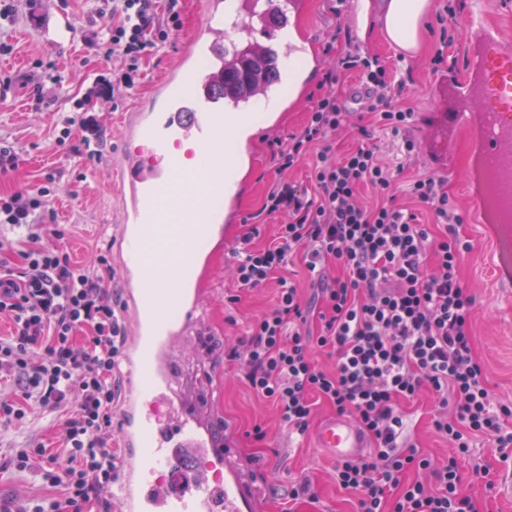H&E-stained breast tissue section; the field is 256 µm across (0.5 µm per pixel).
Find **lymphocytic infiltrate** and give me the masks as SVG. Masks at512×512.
Masks as SVG:
<instances>
[{
	"label": "lymphocytic infiltrate",
	"mask_w": 512,
	"mask_h": 512,
	"mask_svg": "<svg viewBox=\"0 0 512 512\" xmlns=\"http://www.w3.org/2000/svg\"><path fill=\"white\" fill-rule=\"evenodd\" d=\"M101 19L99 43L125 61L106 79L94 73L81 99L56 120L58 142L74 131L82 138L73 155H100L102 129L85 105L109 90L131 89L145 56L171 44L181 27V0H92ZM357 72L364 108L378 127L399 137L404 159L416 150L408 131L409 108H392L394 85L377 56L350 48L330 74L303 128L273 138L277 173L312 157L309 188L288 182L269 190L267 215L282 216L276 237L253 241L262 225L249 224L233 253L230 273L240 289L278 285L275 301L251 320L246 337L225 346L224 358L240 362L249 388L273 402L289 430L307 434L314 399L351 415L372 441L371 456L336 464V482L357 496L358 512H480L467 490L460 460L473 438L493 441L501 461L512 458V408L493 405L487 369L475 356L473 295L460 264L471 249L459 231L463 216L450 204L443 177L404 179L405 166L385 164L372 133L359 126L360 144L336 154L331 140L346 130L349 114L333 86L339 73ZM374 203H364L362 188ZM427 207L433 224L420 223L396 201V189ZM49 185L0 196V430L27 428L35 409L60 418L58 446L48 450L27 439L0 454V474L27 473L35 495L0 502V512H112L117 477L112 446L116 376L126 343L123 308L96 264L79 265L43 240L63 238L46 223ZM310 272L311 296L302 299L286 276L294 253ZM335 360L319 368L313 351ZM434 391L441 408L436 433L453 453L431 458L404 437L403 403L421 387ZM420 477L408 481V472Z\"/></svg>",
	"instance_id": "1"
}]
</instances>
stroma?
Returning a JSON list of instances; mask_svg holds the SVG:
<instances>
[{
  "label": "stroma",
  "mask_w": 512,
  "mask_h": 512,
  "mask_svg": "<svg viewBox=\"0 0 512 512\" xmlns=\"http://www.w3.org/2000/svg\"><path fill=\"white\" fill-rule=\"evenodd\" d=\"M302 12L294 22L301 38L310 47V74L299 89H284L280 96L282 115L277 124L259 129L249 139L248 170L241 192L233 202L236 218L226 238L211 239L208 285L203 296L200 320L192 334L178 349L179 369L193 400L210 420L218 442L237 461L245 488L259 501L260 512H356L354 495L337 486L334 480L336 460L317 448L313 437L289 435L280 410L258 397L245 383L239 365L224 360L225 343H238L245 324L274 302V286L241 293L240 303L225 310L224 296L236 290L228 270L231 252L245 233L243 217L259 211L277 178L292 184L307 185L309 163H302L284 175H277L270 161L269 143L277 136L298 131L306 122L310 108L320 93L326 72L347 44H355L376 54L395 78L407 87L399 101L415 113L411 135L418 142L407 175L432 173L436 167L429 158L427 134L429 114L435 107L433 83L438 76L432 59L443 50L448 63L463 65L466 41L460 12L463 0H433V9L425 21L424 44L416 55L402 54L386 38L377 18L360 27V0H304ZM67 15L72 23L70 37L51 38L56 16ZM87 0H18L11 25L0 28V37L9 40L12 54L0 57V138L21 148L25 162L16 172L0 175V195L20 186H39L54 176L56 192L49 202L53 223L61 225L65 236L59 245L79 264H92L98 253H105L107 265L99 272L117 299H124L121 272L113 258L118 249L121 207L113 189V165L121 148V118L145 106L155 82L161 80L187 49L194 30L203 20L202 0H183L181 28L172 45L143 59L144 78L131 90H121L115 98H100L89 103L105 131L101 154L93 161L67 160V145L53 137L54 111L66 109L67 99L81 97L84 81L96 66L120 70L118 57H94L85 41L92 26L87 21ZM340 41H332L333 33ZM55 65L67 82L58 95L55 109H37L32 91L41 69ZM455 156V168L447 172L448 196L464 213L463 234L471 242L465 254L461 276L475 294L472 313L474 353L487 367V386L494 403L512 405V296H504L496 287L490 268L491 244L477 224L469 196L470 152L466 139L455 136L448 141ZM435 398L422 393L409 408L414 427L413 440L421 450L435 457L450 455L446 440L430 425ZM267 431L263 441L252 435L255 424ZM305 474L314 482L319 501L315 504L288 502V484Z\"/></svg>",
  "instance_id": "stroma-1"
}]
</instances>
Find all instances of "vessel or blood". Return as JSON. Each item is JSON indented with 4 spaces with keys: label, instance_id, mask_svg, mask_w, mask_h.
Listing matches in <instances>:
<instances>
[{
    "label": "vessel or blood",
    "instance_id": "vessel-or-blood-1",
    "mask_svg": "<svg viewBox=\"0 0 512 512\" xmlns=\"http://www.w3.org/2000/svg\"><path fill=\"white\" fill-rule=\"evenodd\" d=\"M205 20L148 105L131 113L126 141L152 159L121 150L114 185L123 204L118 265L126 286L130 327L123 368L127 395L120 410L122 475L112 487L115 512H256L230 454L214 440L203 412L177 387L172 349L204 294L203 244L223 233L224 185L232 159L224 151L227 125L244 123L247 107L225 105L211 84L224 70V34L245 16L243 0H205ZM465 37L478 42L467 55L479 79V113H435L433 134L466 132L474 161L471 198L493 243L492 270L512 289V53L502 49L484 0H471ZM318 447L336 459L368 450L366 436L346 416L321 422ZM191 461L178 490L162 477Z\"/></svg>",
    "mask_w": 512,
    "mask_h": 512
}]
</instances>
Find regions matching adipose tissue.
I'll use <instances>...</instances> for the list:
<instances>
[{"mask_svg": "<svg viewBox=\"0 0 512 512\" xmlns=\"http://www.w3.org/2000/svg\"><path fill=\"white\" fill-rule=\"evenodd\" d=\"M432 7L431 0H386L380 23L390 42L402 51L417 52Z\"/></svg>", "mask_w": 512, "mask_h": 512, "instance_id": "1", "label": "adipose tissue"}]
</instances>
